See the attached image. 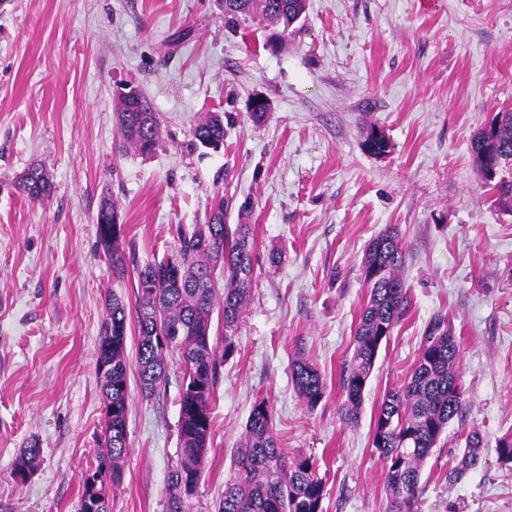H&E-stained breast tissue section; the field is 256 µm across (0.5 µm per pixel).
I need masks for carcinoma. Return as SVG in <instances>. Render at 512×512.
<instances>
[{"label": "carcinoma", "mask_w": 512, "mask_h": 512, "mask_svg": "<svg viewBox=\"0 0 512 512\" xmlns=\"http://www.w3.org/2000/svg\"><path fill=\"white\" fill-rule=\"evenodd\" d=\"M222 2L224 28L239 33L251 24H260L269 31L266 44L272 47L283 44L294 32L308 7V0ZM115 112L122 146L140 155L152 154L159 144L161 127L150 99L143 93L136 99L119 96ZM224 136V114L210 112L193 125L191 146L209 150L224 144ZM363 146L367 152L381 155L388 152L390 143L373 126ZM470 152L483 187L502 208L512 211V181L494 173L502 163L512 165V110L497 113L481 128L471 139ZM16 187L33 202L43 201L54 189L51 175L39 164L24 170ZM228 209L224 195H214L207 223L190 229L177 225L166 255L137 269L136 369L141 389L148 397L166 384L169 355L183 373L179 400L182 455L168 475L170 512H183L185 498L193 495L205 469L219 370L237 351L236 339L252 290L254 229L250 224L226 223ZM116 216L118 210L111 198H102L96 216L98 243L111 260L112 269L122 274L125 264L119 241L123 224L115 223ZM405 257L394 226L386 227L365 249L363 273L369 296L359 314L353 353L340 378L345 396L342 414L349 422L357 419L381 344L409 311V295L398 275ZM216 307L224 322V332L217 337L212 334ZM127 320L123 302L112 297L97 353L107 424L92 477L107 474L114 486L121 482L128 448ZM459 357V345L447 317L435 315L412 374L381 403L372 447L383 461L388 512H417L421 465L463 409ZM290 371L303 404L315 409L326 394L325 377L305 359L294 360ZM482 444L480 430H468L464 450L448 470L449 482L464 480L476 468ZM497 454L499 463L512 464V434L498 440ZM40 457V448L29 445L17 457L13 473L35 472ZM80 498L95 501L97 512H109V502L95 483L83 480ZM324 498L325 483L318 475L317 460L291 457L288 449L279 447L272 408L267 398H256L234 450L233 474L224 480L218 512H323Z\"/></svg>", "instance_id": "obj_1"}]
</instances>
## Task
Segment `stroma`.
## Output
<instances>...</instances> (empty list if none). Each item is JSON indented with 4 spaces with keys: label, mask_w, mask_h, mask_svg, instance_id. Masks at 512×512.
<instances>
[{
    "label": "stroma",
    "mask_w": 512,
    "mask_h": 512,
    "mask_svg": "<svg viewBox=\"0 0 512 512\" xmlns=\"http://www.w3.org/2000/svg\"><path fill=\"white\" fill-rule=\"evenodd\" d=\"M133 85L159 114L150 155L118 148L116 91ZM269 102L253 125L248 101ZM512 109V0H309L304 22L272 52L224 27L220 0H0V512H77L97 466L105 406L96 372L105 304L136 308L135 270L162 258L176 225H254L255 283L211 404L213 435L185 512H216L256 398L273 406L289 455L314 456L323 512H387L371 446L385 392L409 377L430 319L445 314L460 347L466 407L421 474L419 512H512V214L488 200L472 136ZM208 112H229L224 147L190 145ZM380 129L388 153L363 147ZM42 164L53 195L15 189ZM110 197L124 224L126 272L98 244ZM406 250L410 309L381 346L357 423L340 375L369 290L361 266L386 226ZM282 259L270 265L268 253ZM298 357L324 375L307 410L290 376ZM181 372L153 396L129 378V447L111 512H169L168 473L181 455ZM482 460L448 483L470 428ZM41 450L27 482L13 465Z\"/></svg>",
    "instance_id": "obj_1"
}]
</instances>
